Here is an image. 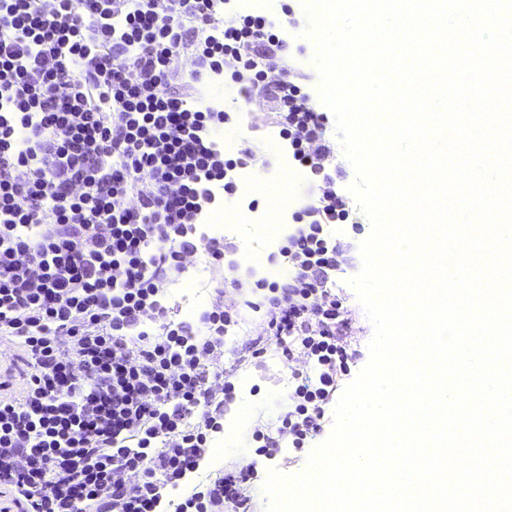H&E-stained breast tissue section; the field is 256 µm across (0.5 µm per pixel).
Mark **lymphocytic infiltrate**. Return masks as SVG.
<instances>
[{
	"instance_id": "f902f5d3",
	"label": "lymphocytic infiltrate",
	"mask_w": 512,
	"mask_h": 512,
	"mask_svg": "<svg viewBox=\"0 0 512 512\" xmlns=\"http://www.w3.org/2000/svg\"><path fill=\"white\" fill-rule=\"evenodd\" d=\"M226 7L0 0V342L26 366L20 395L0 401V512H254L255 466L199 471L234 399L224 338L243 309L264 315L243 361L272 343L291 377L278 427L252 432L257 456L303 451L351 373L327 231L349 214L327 116L309 107L305 73L281 63L275 22ZM228 64L269 89L312 184L278 250L291 277L255 281L239 308L216 289L190 322L167 291L198 255L225 279L235 248L200 229L239 190L243 161L216 139L230 115L205 94Z\"/></svg>"
}]
</instances>
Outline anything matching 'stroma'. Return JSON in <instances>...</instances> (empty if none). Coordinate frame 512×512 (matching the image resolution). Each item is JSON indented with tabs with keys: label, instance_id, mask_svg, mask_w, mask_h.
Returning a JSON list of instances; mask_svg holds the SVG:
<instances>
[{
	"label": "stroma",
	"instance_id": "obj_1",
	"mask_svg": "<svg viewBox=\"0 0 512 512\" xmlns=\"http://www.w3.org/2000/svg\"><path fill=\"white\" fill-rule=\"evenodd\" d=\"M289 6L296 25L289 29L285 54L290 62L300 65L310 80L307 92L317 111H324L320 92L319 71L314 63V45L307 37L308 14L303 0H236L234 7L241 13L260 14L273 20L281 19L282 6ZM220 100L225 111L231 112L232 120L226 124L219 139L224 144L226 154L234 155L244 148H252L253 155L246 167L250 180L246 191L256 194L261 203V214H269L266 188L273 180L283 179L288 183V194L281 198L280 211L293 213L298 210L310 186L306 168L293 161L288 146L278 130L269 121L268 114L272 103L267 94L258 93L252 99H244L238 86L231 79L220 84ZM327 134L336 144L335 175L336 186L348 202L350 217L347 222L329 226L328 232L340 245V268L336 273V292L349 310L351 330L347 337L348 351L353 356L352 374H359L368 364V345L374 335V326L360 304L355 290L349 281L362 269L359 247L372 233L373 225L368 215L359 207L350 187L356 179L351 161L341 150V137L336 122H328ZM224 235L236 245V259L262 261L269 269L268 281L282 282L289 278L291 271L278 257L277 246L271 245L264 233L262 224L254 222L245 203L238 199L225 200ZM211 273L205 262H198L185 275L183 283L174 286L170 299L180 307L181 319H190L193 312L202 306L210 305L212 293L207 286ZM262 331L259 314L247 311L243 321L232 335L225 339L224 364L234 370L235 399L231 403L224 422L234 425V433L224 435L217 442L218 466L224 469H239L255 459L251 443V433L255 427L273 425L288 403L290 374L276 348H269L262 365L241 364L235 351L247 339L258 336Z\"/></svg>",
	"mask_w": 512,
	"mask_h": 512
}]
</instances>
